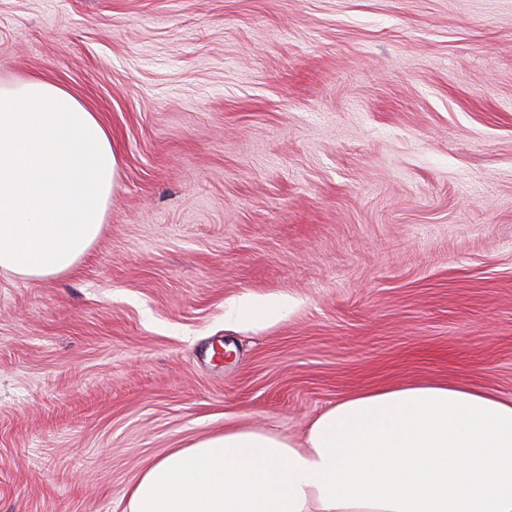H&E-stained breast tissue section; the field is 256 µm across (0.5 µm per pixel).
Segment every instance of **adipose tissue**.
Segmentation results:
<instances>
[{"label": "adipose tissue", "mask_w": 512, "mask_h": 512, "mask_svg": "<svg viewBox=\"0 0 512 512\" xmlns=\"http://www.w3.org/2000/svg\"><path fill=\"white\" fill-rule=\"evenodd\" d=\"M118 158L39 77L0 84V271L49 280L98 238ZM130 512H512V398L403 384L339 398L303 441L228 428L152 462Z\"/></svg>", "instance_id": "1"}]
</instances>
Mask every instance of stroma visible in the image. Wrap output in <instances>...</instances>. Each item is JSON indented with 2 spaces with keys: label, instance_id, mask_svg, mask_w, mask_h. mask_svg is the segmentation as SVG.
<instances>
[{
  "label": "stroma",
  "instance_id": "35a3bbf8",
  "mask_svg": "<svg viewBox=\"0 0 512 512\" xmlns=\"http://www.w3.org/2000/svg\"><path fill=\"white\" fill-rule=\"evenodd\" d=\"M32 75L119 169L73 271L0 272V512H128L170 450L356 390L512 398V0H0ZM291 309L292 305L285 301H253L243 298L235 308L227 312V318L229 320H237L238 318L251 320L260 317L264 320H271L289 314Z\"/></svg>",
  "mask_w": 512,
  "mask_h": 512
}]
</instances>
